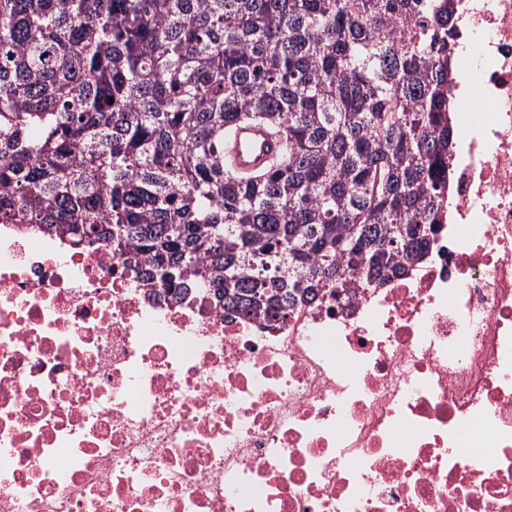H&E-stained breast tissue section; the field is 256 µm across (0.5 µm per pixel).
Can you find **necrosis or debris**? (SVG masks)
I'll list each match as a JSON object with an SVG mask.
<instances>
[{
  "instance_id": "4bbe7bcc",
  "label": "necrosis or debris",
  "mask_w": 512,
  "mask_h": 512,
  "mask_svg": "<svg viewBox=\"0 0 512 512\" xmlns=\"http://www.w3.org/2000/svg\"><path fill=\"white\" fill-rule=\"evenodd\" d=\"M450 212L246 319L0 224V512H512V0H457Z\"/></svg>"
}]
</instances>
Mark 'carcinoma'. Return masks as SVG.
<instances>
[{
    "instance_id": "obj_1",
    "label": "carcinoma",
    "mask_w": 512,
    "mask_h": 512,
    "mask_svg": "<svg viewBox=\"0 0 512 512\" xmlns=\"http://www.w3.org/2000/svg\"><path fill=\"white\" fill-rule=\"evenodd\" d=\"M454 0H0V221L282 321L441 230ZM282 144L225 161L235 126ZM278 142L256 124H239L231 143L233 167L239 173H252L268 165L277 153Z\"/></svg>"
}]
</instances>
